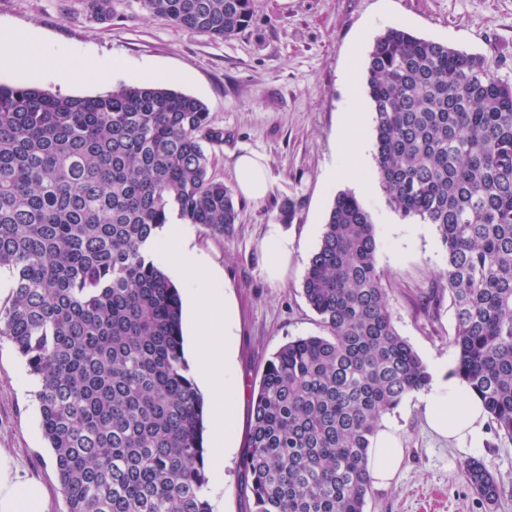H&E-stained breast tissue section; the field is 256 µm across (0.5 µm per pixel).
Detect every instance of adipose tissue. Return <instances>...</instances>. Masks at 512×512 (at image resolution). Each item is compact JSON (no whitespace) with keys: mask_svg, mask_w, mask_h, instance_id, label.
I'll return each instance as SVG.
<instances>
[{"mask_svg":"<svg viewBox=\"0 0 512 512\" xmlns=\"http://www.w3.org/2000/svg\"><path fill=\"white\" fill-rule=\"evenodd\" d=\"M237 189L259 201L269 191L268 169L254 154L239 155L234 163ZM157 261L179 276L185 287L194 363L201 383L212 394L211 445L217 454L234 449V429L241 385L236 376L233 338L236 334L231 300L214 273L200 266L184 225L166 224ZM424 419L429 430L460 451L479 448L484 439L487 412L478 395L448 369H440L424 395ZM404 455L396 427L377 431L369 451L368 471L376 487L390 486ZM0 512H45L42 487L23 476L8 455L0 452Z\"/></svg>","mask_w":512,"mask_h":512,"instance_id":"obj_1","label":"adipose tissue"}]
</instances>
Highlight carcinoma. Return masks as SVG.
Here are the masks:
<instances>
[{
	"label": "carcinoma",
	"mask_w": 512,
	"mask_h": 512,
	"mask_svg": "<svg viewBox=\"0 0 512 512\" xmlns=\"http://www.w3.org/2000/svg\"><path fill=\"white\" fill-rule=\"evenodd\" d=\"M142 2L220 39L252 17L253 0ZM366 87L386 202L441 238L454 374L512 440V84L480 55L389 27ZM219 136L202 101L170 88L63 98L0 84V342L37 381L66 512H211L181 299L148 245L174 213L213 237L236 224L203 147ZM376 253L370 213L338 194L302 280L321 333L273 354L253 404L240 477L251 512H364L382 418L430 382ZM463 476L497 505L483 461Z\"/></svg>",
	"instance_id": "1"
}]
</instances>
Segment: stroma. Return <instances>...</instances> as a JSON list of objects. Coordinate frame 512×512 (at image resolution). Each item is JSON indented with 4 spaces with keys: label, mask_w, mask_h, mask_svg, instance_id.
Returning a JSON list of instances; mask_svg holds the SVG:
<instances>
[{
    "label": "stroma",
    "mask_w": 512,
    "mask_h": 512,
    "mask_svg": "<svg viewBox=\"0 0 512 512\" xmlns=\"http://www.w3.org/2000/svg\"><path fill=\"white\" fill-rule=\"evenodd\" d=\"M0 26L40 32L53 55L52 72L33 76L0 71V84L39 88L53 95L88 97L107 86L89 81L100 67L120 63L111 85L140 83L147 69L173 73L171 89L203 101L222 138L206 145L210 173L232 185L237 155L252 153L269 167L270 190L261 201L236 195L232 234L214 238L196 226L188 232L202 266L223 271L238 307V371L245 384L239 403L235 450L221 472L210 473L213 512H250L239 487L241 460L251 426L253 399L268 359L298 336L319 334L317 316L301 290L308 258L318 247L334 198L355 192L325 174L338 164L351 98L369 105L363 73L375 38L390 27L477 54L496 76L512 83V0H253L249 25L227 39L182 29L150 16L142 0H112V18L100 20L87 0H0ZM376 228L377 265L394 324L427 366L453 363L448 344L453 311L441 305L431 318L421 295L442 282L444 250L436 226L402 225L381 188L360 194ZM293 200L296 214L284 232L293 251L281 279L265 271L262 240L280 205ZM35 388L24 360L0 344V450L47 496V512H64L52 451L40 426ZM404 442L405 457L391 486L372 489L366 512H512V440L487 433L482 448L465 454L426 427L418 394L389 415ZM482 460L502 487L496 508L468 488L463 467Z\"/></svg>",
    "instance_id": "stroma-1"
}]
</instances>
